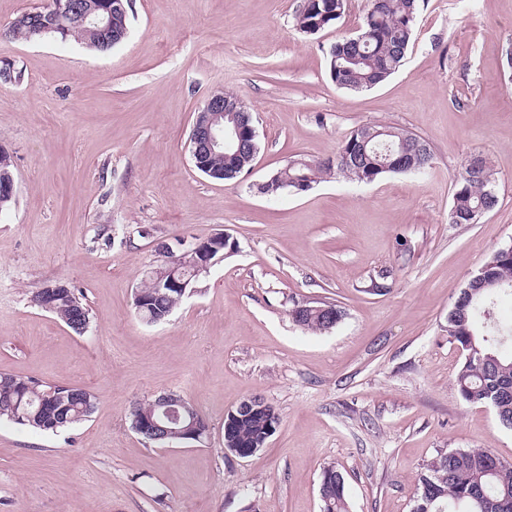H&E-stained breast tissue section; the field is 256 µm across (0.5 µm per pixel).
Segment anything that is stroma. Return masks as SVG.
<instances>
[{
    "label": "stroma",
    "instance_id": "obj_1",
    "mask_svg": "<svg viewBox=\"0 0 512 512\" xmlns=\"http://www.w3.org/2000/svg\"><path fill=\"white\" fill-rule=\"evenodd\" d=\"M44 0H0V147L15 201L0 213V373L68 384L97 405L56 434L0 421V512H320L324 467L350 512H411L438 453L489 448L512 462V431L464 403L448 313L495 250L512 246V0H418L402 66L363 91L339 88L327 53L356 35L367 0H346L314 35L302 0H132L130 34L106 53L9 37ZM217 91L253 114L258 153L228 181L199 172L189 133ZM424 139L427 176H338L274 198L257 184L296 155L320 160L358 127ZM487 155L497 205L449 221L465 159ZM229 234L171 317L141 320L134 295L158 244ZM66 282L90 312L78 334L33 305ZM345 316L319 333L293 302ZM163 393L206 419L203 442L145 443L134 404ZM263 396L280 426L267 448L224 452V416ZM300 304H304L308 307H313V309H309L306 312L302 313L300 315L299 319L294 318L292 314V310L295 307L296 303L293 305V308L290 311V316L292 317V320L303 327H306L307 329H310L312 331H319V332H327L334 327L337 326V324L342 320L343 317V311L335 303L328 302V301H309V302H299ZM324 310V311H323ZM336 315V325L329 326L328 322L331 321V316Z\"/></svg>",
    "mask_w": 512,
    "mask_h": 512
}]
</instances>
